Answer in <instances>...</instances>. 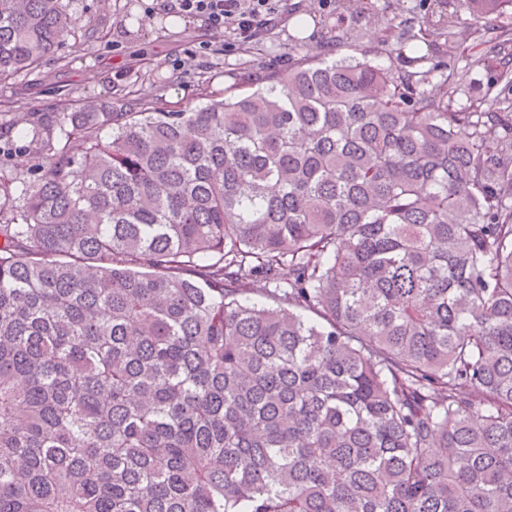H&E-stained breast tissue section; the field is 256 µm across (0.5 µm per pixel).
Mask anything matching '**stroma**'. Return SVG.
I'll use <instances>...</instances> for the list:
<instances>
[{"label":"stroma","mask_w":512,"mask_h":512,"mask_svg":"<svg viewBox=\"0 0 512 512\" xmlns=\"http://www.w3.org/2000/svg\"><path fill=\"white\" fill-rule=\"evenodd\" d=\"M420 0H360L363 20L357 45L370 59L389 64L397 44L385 41L387 24L419 21ZM72 7L97 20L103 37L82 35L48 57L36 80L0 86V108L49 112L64 99L144 97L177 109L194 102L199 87L213 98L242 78L265 70L287 69L299 41L292 18L326 13L322 0H279L277 11L251 41L240 42L232 30H210L199 16L171 27L166 17L172 0H73Z\"/></svg>","instance_id":"obj_1"}]
</instances>
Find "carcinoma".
<instances>
[{"instance_id":"obj_1","label":"carcinoma","mask_w":512,"mask_h":512,"mask_svg":"<svg viewBox=\"0 0 512 512\" xmlns=\"http://www.w3.org/2000/svg\"><path fill=\"white\" fill-rule=\"evenodd\" d=\"M443 2L444 66L0 112V512H512V30L452 82L512 0ZM81 30L0 0V85ZM471 59L460 60L455 67V83L461 90H468L469 88H475L479 85H485L488 78L489 72L481 65L473 63V61L484 53L485 45L482 40L477 39L472 45Z\"/></svg>"}]
</instances>
